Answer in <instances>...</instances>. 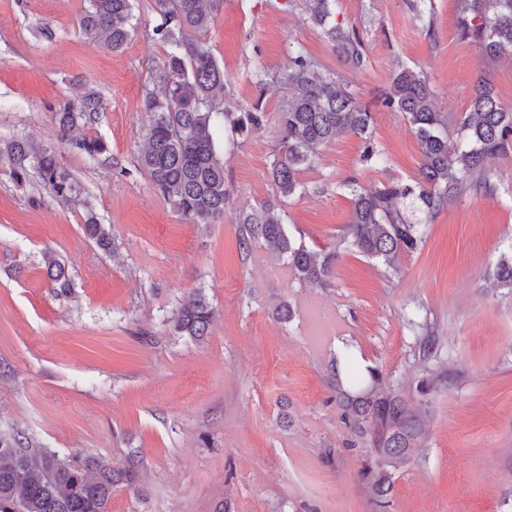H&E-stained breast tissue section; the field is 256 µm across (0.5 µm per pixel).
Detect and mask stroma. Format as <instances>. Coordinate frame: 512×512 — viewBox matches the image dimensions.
I'll return each mask as SVG.
<instances>
[{
  "mask_svg": "<svg viewBox=\"0 0 512 512\" xmlns=\"http://www.w3.org/2000/svg\"><path fill=\"white\" fill-rule=\"evenodd\" d=\"M413 2L340 0L338 20L369 59L356 69L301 8L222 0L205 39L224 68V106L260 103L268 122L247 138L221 134L224 216L196 225L132 168L148 124L142 93L165 56L148 35L155 0H133L136 31L119 51L81 34L86 0H0V144L23 136L57 147L84 189L82 202L62 206L36 172L19 183L0 162V431L116 468L136 458L141 492L118 489L110 512H378L361 476L372 450L350 447L332 400L327 365L347 350L353 369L377 368L423 423L387 512H512V291L492 277L512 252V150L486 165L493 191L451 199L421 249L392 270L341 238L349 178L409 180L422 162L403 115L374 105L385 165L360 166L364 143L344 134L301 172L305 193L280 200L291 238L335 251L328 284H299L264 243L239 248V213L275 198L269 166L288 95L259 93L254 74L280 70L297 46L364 103L404 64L428 78L450 120L483 76L512 112V59L488 60L460 38L457 0H435L429 30ZM77 78L104 105L86 135L104 139L130 174L59 145L53 112ZM90 211L115 252L85 236ZM48 250L69 268V296L50 287ZM197 288L215 310L207 336L171 335L167 317ZM283 303L286 323L275 315ZM426 331L437 341L427 358L417 341Z\"/></svg>",
  "mask_w": 512,
  "mask_h": 512,
  "instance_id": "1",
  "label": "stroma"
}]
</instances>
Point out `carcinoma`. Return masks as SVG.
Here are the masks:
<instances>
[{
	"label": "carcinoma",
	"mask_w": 512,
	"mask_h": 512,
	"mask_svg": "<svg viewBox=\"0 0 512 512\" xmlns=\"http://www.w3.org/2000/svg\"><path fill=\"white\" fill-rule=\"evenodd\" d=\"M88 2L79 22L81 33L113 51L123 48L135 31L132 0ZM285 2L304 10L350 66L365 65L367 57L357 33L336 22L337 0ZM220 3L156 0L158 21L150 33L166 46V56L152 71V87L144 90L143 111L149 114V124L134 168L146 173L155 193L192 224H211L224 215L228 186L218 131L227 123L235 133L248 135L265 127L268 120L257 106L241 112L223 109L224 67L201 38ZM458 31L460 38L478 44L486 58H511L512 0H461ZM255 80L262 92L277 84L290 90L278 115L281 147L271 162L273 185L280 196L305 191L300 173L312 166L321 145L341 133L364 140L362 166L385 164L384 152L370 136V106L361 104L342 79L323 72L304 46L289 56L283 70L260 68ZM376 104L406 118L418 139L422 164L418 176L406 181L365 187L349 179L345 186L352 196V213L343 239L352 250L390 267L398 254H413L421 248L422 225L448 204V197L466 188L493 190L485 163L512 149V112L501 108L492 85L478 78L469 110L457 123L456 144L451 146L448 113L437 110L427 79L404 65ZM102 110L97 92L79 86L76 96L56 112L60 143L73 142L88 157L102 159L118 174H126L128 169L110 154L103 139H74L73 133L94 125ZM5 153L15 180L25 178L33 168L60 203L67 204L80 194L78 182L58 165L54 149L17 138L5 144ZM238 224L240 249L262 240L286 260L299 281L328 282L336 254L312 251L292 240L275 203L264 202L260 210L243 214ZM84 233L102 249H110L112 237L92 212L85 219ZM44 262L53 292L68 295L72 279L66 264L51 251L45 252ZM494 277L512 289V256L500 259ZM213 316L204 289L197 288L173 311L170 332L198 340L207 335ZM334 392L342 419L376 451L377 457L365 466L362 476L384 500L392 488L393 471L406 461L420 437L419 419L398 396L383 390L375 368L353 376L346 386L336 381ZM138 479L132 462L116 470L79 452L61 458L23 433H0V512H109L112 493L119 487L137 491Z\"/></svg>",
	"instance_id": "cac0c4a2"
}]
</instances>
